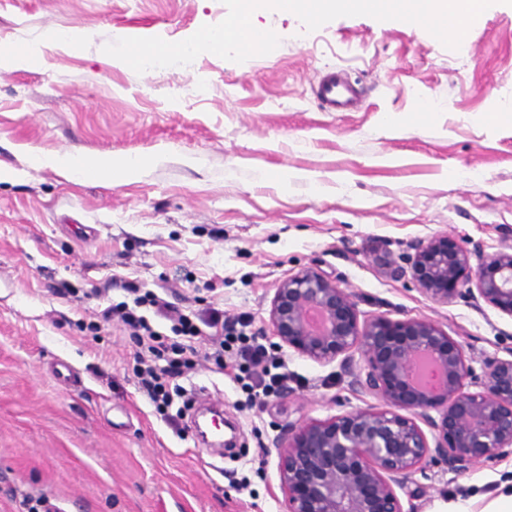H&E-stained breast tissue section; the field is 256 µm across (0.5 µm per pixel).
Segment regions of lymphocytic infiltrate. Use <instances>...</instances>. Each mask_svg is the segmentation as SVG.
I'll return each mask as SVG.
<instances>
[{
	"label": "lymphocytic infiltrate",
	"instance_id": "lymphocytic-infiltrate-1",
	"mask_svg": "<svg viewBox=\"0 0 512 512\" xmlns=\"http://www.w3.org/2000/svg\"><path fill=\"white\" fill-rule=\"evenodd\" d=\"M101 316L107 321H120L134 339L138 347V389L174 430L182 428L183 415L173 410L176 401L187 397L182 381L200 362L211 361L220 366L225 359H233L238 368L234 381L252 403L263 402L288 380L276 352L247 335V320L239 317L227 321L222 310H185L148 291L134 295L132 300L108 305ZM161 322L168 325V332L158 330ZM206 327L211 330L209 346L197 348L193 340Z\"/></svg>",
	"mask_w": 512,
	"mask_h": 512
}]
</instances>
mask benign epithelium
Here are the masks:
<instances>
[{"instance_id": "7a95c632", "label": "benign epithelium", "mask_w": 512, "mask_h": 512, "mask_svg": "<svg viewBox=\"0 0 512 512\" xmlns=\"http://www.w3.org/2000/svg\"><path fill=\"white\" fill-rule=\"evenodd\" d=\"M383 267L434 302L458 298L512 317L511 225L491 248L446 236L415 239L398 257L385 255ZM269 320L278 346L318 363L339 362L356 390L383 403L281 429L286 512H412L397 489L415 472L440 464L463 473L512 458V346L477 372L439 324L362 320L354 297L311 267L279 282ZM423 363L440 368L436 392L411 377ZM471 384L479 390L468 391Z\"/></svg>"}]
</instances>
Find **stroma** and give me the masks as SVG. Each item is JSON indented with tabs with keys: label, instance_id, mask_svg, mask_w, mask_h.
<instances>
[{
	"label": "stroma",
	"instance_id": "stroma-1",
	"mask_svg": "<svg viewBox=\"0 0 512 512\" xmlns=\"http://www.w3.org/2000/svg\"><path fill=\"white\" fill-rule=\"evenodd\" d=\"M226 15L222 0H0V46L40 48L0 69V512L39 497L61 512H283L281 428L376 402L338 363L284 347L287 389L240 410L233 366L207 363L192 382L239 434L223 459L201 454L140 397L127 333L87 328L128 286L246 315L273 346L275 288L309 266L362 317L435 321L473 368L512 345L511 317L434 302L377 262L416 238L493 245L512 225V6L489 7L456 50L404 21L309 32L262 8L257 25L283 40L242 63L204 53L139 74L103 51L120 35L178 42ZM67 29L83 39L45 42ZM327 67L366 89L360 111H320L311 86ZM40 152L148 163L118 183L76 181ZM280 171L297 177L281 187ZM60 362L77 385L51 374ZM510 488L512 459L431 466L400 495L414 512H487Z\"/></svg>",
	"mask_w": 512,
	"mask_h": 512
}]
</instances>
